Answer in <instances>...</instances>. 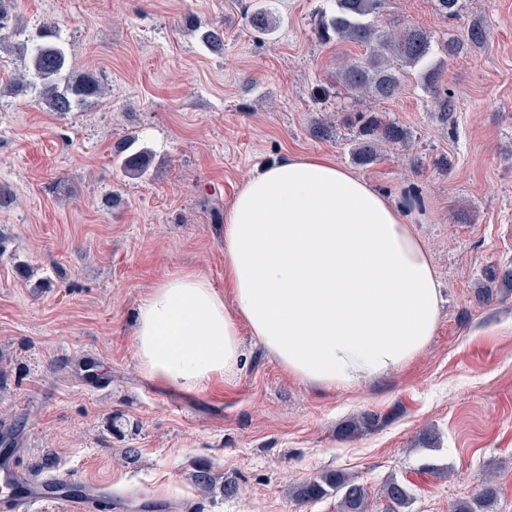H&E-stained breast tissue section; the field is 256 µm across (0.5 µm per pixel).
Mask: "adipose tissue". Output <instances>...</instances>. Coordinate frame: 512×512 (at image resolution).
Returning a JSON list of instances; mask_svg holds the SVG:
<instances>
[{"mask_svg": "<svg viewBox=\"0 0 512 512\" xmlns=\"http://www.w3.org/2000/svg\"><path fill=\"white\" fill-rule=\"evenodd\" d=\"M223 295L200 269L162 278L133 321L135 355L163 388L232 378L253 336L331 390L401 369L429 344L441 288L407 209L323 156L258 168L224 214Z\"/></svg>", "mask_w": 512, "mask_h": 512, "instance_id": "obj_1", "label": "adipose tissue"}]
</instances>
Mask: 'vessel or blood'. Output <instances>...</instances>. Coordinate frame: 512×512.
I'll list each match as a JSON object with an SVG mask.
<instances>
[{"mask_svg": "<svg viewBox=\"0 0 512 512\" xmlns=\"http://www.w3.org/2000/svg\"><path fill=\"white\" fill-rule=\"evenodd\" d=\"M64 503L68 512H127V498L108 483L73 473L42 476L20 465L16 454L0 455V512H27L30 506Z\"/></svg>", "mask_w": 512, "mask_h": 512, "instance_id": "vessel-or-blood-1", "label": "vessel or blood"}]
</instances>
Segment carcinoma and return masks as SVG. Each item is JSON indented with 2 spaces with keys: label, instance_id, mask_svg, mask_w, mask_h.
Returning <instances> with one entry per match:
<instances>
[{
  "label": "carcinoma",
  "instance_id": "1",
  "mask_svg": "<svg viewBox=\"0 0 512 512\" xmlns=\"http://www.w3.org/2000/svg\"><path fill=\"white\" fill-rule=\"evenodd\" d=\"M335 8L323 17L315 28L318 42L330 44L343 42L357 44L365 49L364 57L341 62L338 70L344 89L351 95L388 100L397 95L400 79L412 70H418L421 84L430 92H439L441 71L429 63L434 37L429 32L404 27L397 30H380L375 24L381 0H334ZM251 29L266 33L274 29L276 18L264 7L255 8L250 17ZM21 33L17 16L10 7V0H0V46L8 45ZM201 40L215 52L224 49V33L207 29ZM29 73L39 82V102L50 112L65 114L100 93L97 82L90 76L77 78L70 71L67 54L55 30L45 25L38 31V38L31 40ZM409 132L394 121L372 119L361 136L352 142L350 157L353 163L368 167L379 156L382 143L397 144L406 141ZM121 170L136 179L147 175L151 155L149 151L131 150L121 142L114 152ZM491 286L475 292L476 299L488 304L497 298V284L512 289V267L493 270ZM377 417L364 413L346 421L339 429V436L354 437L372 430ZM479 489L467 499L454 505V512H487L496 497V484L492 473L484 474ZM296 499L310 502L334 495L338 498L339 512H369L370 490L359 478L342 470H328L313 479L299 483L295 488ZM382 495L390 512H399L411 502L409 487L398 480L389 479L383 485Z\"/></svg>",
  "mask_w": 512,
  "mask_h": 512
}]
</instances>
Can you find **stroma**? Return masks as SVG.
<instances>
[{
    "mask_svg": "<svg viewBox=\"0 0 512 512\" xmlns=\"http://www.w3.org/2000/svg\"><path fill=\"white\" fill-rule=\"evenodd\" d=\"M264 5L279 21L254 33ZM333 0H16L27 33L55 24L73 75L105 88L64 115L17 85L23 37L0 52V438L39 472L79 473L184 503L187 512H338L335 497L302 504L295 486L327 470L357 475L386 512V480L406 483L409 512H451L495 468L490 512H512V294L489 304L474 291L512 266V0H383L394 24L453 41L434 51L438 102L414 77L392 100L346 97L343 57L361 48L320 45L314 28ZM482 43L469 40L472 27ZM224 32L212 52L201 30ZM329 90L316 95L318 87ZM372 112L408 128L362 167L348 150L352 117ZM334 123L331 138L312 134ZM135 138L152 162L126 176L114 159ZM324 154L390 198L413 203L442 288L434 336L409 365L379 381L320 392L283 369L252 337L235 377L194 394L142 373L130 321L167 275L187 268L224 286V213L260 166ZM96 355L109 389L78 386L63 361ZM372 413L375 428L337 431ZM439 434L435 446L422 430ZM436 465L437 473L426 471ZM208 467L219 486L197 487ZM235 482L224 496L221 483Z\"/></svg>",
    "mask_w": 512,
    "mask_h": 512,
    "instance_id": "stroma-1",
    "label": "stroma"
}]
</instances>
